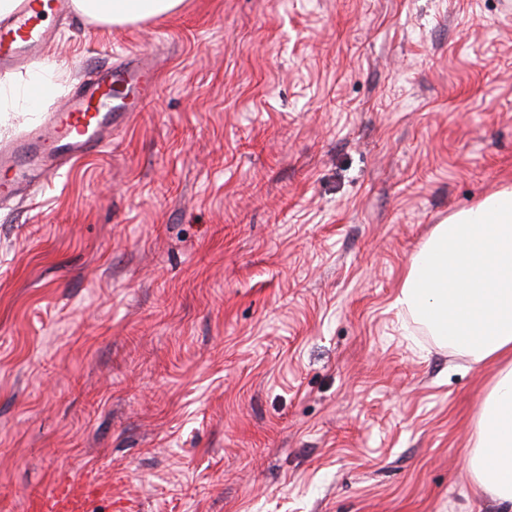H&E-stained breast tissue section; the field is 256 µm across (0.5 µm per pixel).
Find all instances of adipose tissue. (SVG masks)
<instances>
[{
  "label": "adipose tissue",
  "mask_w": 512,
  "mask_h": 512,
  "mask_svg": "<svg viewBox=\"0 0 512 512\" xmlns=\"http://www.w3.org/2000/svg\"><path fill=\"white\" fill-rule=\"evenodd\" d=\"M182 0H75L85 16L123 24L174 12ZM59 87L54 68L0 87V106L40 111ZM395 305L441 345L474 363L503 361L479 411L466 464L497 512H512V186L435 225L413 255Z\"/></svg>",
  "instance_id": "ef3b65f1"
}]
</instances>
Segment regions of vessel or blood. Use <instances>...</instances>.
Instances as JSON below:
<instances>
[{
    "instance_id": "obj_1",
    "label": "vessel or blood",
    "mask_w": 512,
    "mask_h": 512,
    "mask_svg": "<svg viewBox=\"0 0 512 512\" xmlns=\"http://www.w3.org/2000/svg\"><path fill=\"white\" fill-rule=\"evenodd\" d=\"M72 0H21L0 19V74L39 61L57 36L56 23L72 13ZM156 70L138 53L96 70L69 92L53 112H2L0 170L13 178L0 183V198L32 196L74 159L112 144V133L154 99ZM95 495L81 485L30 497L28 512H90Z\"/></svg>"
}]
</instances>
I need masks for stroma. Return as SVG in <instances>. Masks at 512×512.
Returning <instances> with one entry per match:
<instances>
[{
    "label": "stroma",
    "mask_w": 512,
    "mask_h": 512,
    "mask_svg": "<svg viewBox=\"0 0 512 512\" xmlns=\"http://www.w3.org/2000/svg\"><path fill=\"white\" fill-rule=\"evenodd\" d=\"M147 108L0 203V512H495L466 467L497 366L394 302L512 185V0L73 12L61 95L118 55ZM96 496L82 485L68 486L29 498V512H88Z\"/></svg>",
    "instance_id": "obj_1"
}]
</instances>
